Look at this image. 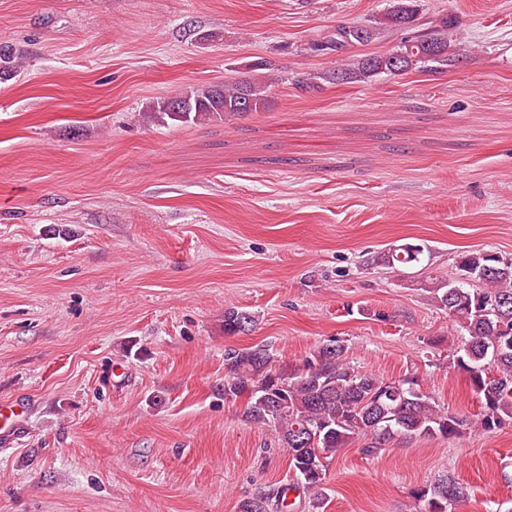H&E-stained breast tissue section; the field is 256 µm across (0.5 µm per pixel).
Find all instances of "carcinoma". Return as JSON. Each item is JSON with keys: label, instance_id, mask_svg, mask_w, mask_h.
I'll return each mask as SVG.
<instances>
[{"label": "carcinoma", "instance_id": "carcinoma-1", "mask_svg": "<svg viewBox=\"0 0 512 512\" xmlns=\"http://www.w3.org/2000/svg\"><path fill=\"white\" fill-rule=\"evenodd\" d=\"M416 0H392L377 24L389 29L416 26ZM441 19L428 31L403 41L383 55L355 58L333 71L338 83L366 82L398 76L409 69L439 72L460 62L448 51V27ZM373 29L341 24L333 34L315 44V51L337 52L345 45L364 43ZM21 67V57L7 45L0 46V77ZM267 61L250 65L252 74L226 81L222 86H190L173 97L149 102L139 116L150 125L172 121L191 125L229 120L268 106V84L263 71ZM423 248L395 246L380 256L388 265L420 262ZM458 269L479 286L459 281L440 282L430 288V300L448 311L464 331L451 354L452 364L463 372L480 401L476 418L467 421L441 407L408 378L386 380L355 369L343 344H326L292 373L276 369L273 355L263 346L227 349L224 352V399L246 397L245 418L275 431L288 448L290 469L296 485L315 504L324 496L328 465L339 449L367 435L372 442L364 452L374 454L396 436L453 437L465 428L491 432L512 420V258L490 251H467L459 257ZM253 316L235 307L224 310V332L244 331ZM467 487L446 477L415 499L419 512H452L467 498Z\"/></svg>", "mask_w": 512, "mask_h": 512}]
</instances>
